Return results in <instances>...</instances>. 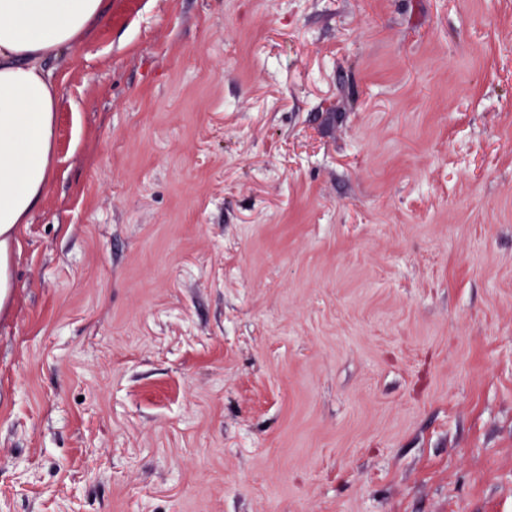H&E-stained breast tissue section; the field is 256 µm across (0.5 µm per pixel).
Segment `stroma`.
Returning a JSON list of instances; mask_svg holds the SVG:
<instances>
[{
    "label": "stroma",
    "mask_w": 512,
    "mask_h": 512,
    "mask_svg": "<svg viewBox=\"0 0 512 512\" xmlns=\"http://www.w3.org/2000/svg\"><path fill=\"white\" fill-rule=\"evenodd\" d=\"M0 304V512H512V0H106Z\"/></svg>",
    "instance_id": "obj_1"
}]
</instances>
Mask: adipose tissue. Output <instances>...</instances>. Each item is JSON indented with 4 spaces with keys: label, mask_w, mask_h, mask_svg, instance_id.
Listing matches in <instances>:
<instances>
[{
    "label": "adipose tissue",
    "mask_w": 512,
    "mask_h": 512,
    "mask_svg": "<svg viewBox=\"0 0 512 512\" xmlns=\"http://www.w3.org/2000/svg\"><path fill=\"white\" fill-rule=\"evenodd\" d=\"M104 0H0V302L15 282L13 257L52 178L60 100L47 58L74 46Z\"/></svg>",
    "instance_id": "ef3b65f1"
}]
</instances>
